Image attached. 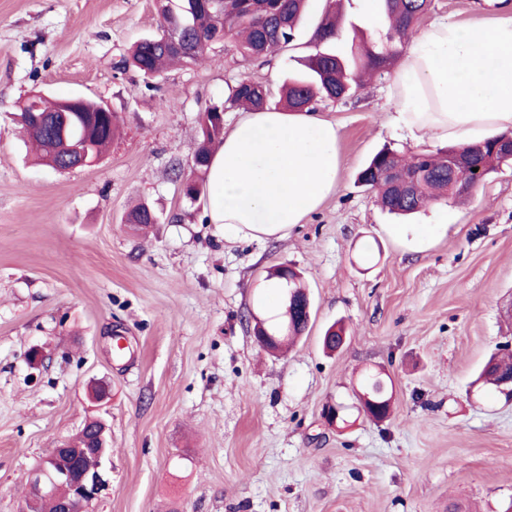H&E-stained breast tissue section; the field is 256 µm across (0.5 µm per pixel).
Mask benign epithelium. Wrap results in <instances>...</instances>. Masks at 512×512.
<instances>
[{
    "label": "benign epithelium",
    "mask_w": 512,
    "mask_h": 512,
    "mask_svg": "<svg viewBox=\"0 0 512 512\" xmlns=\"http://www.w3.org/2000/svg\"><path fill=\"white\" fill-rule=\"evenodd\" d=\"M56 134L66 150L63 156L65 170L88 166L97 157L90 156L93 145L74 138V131L64 124ZM100 430L93 435L90 445L70 448L61 445L51 451L32 470L26 479V495L22 512H40L43 501L55 499L58 512H86L87 507L99 498L107 487L104 479V462L110 452L107 428L97 420ZM64 487L67 493L57 498L58 489Z\"/></svg>",
    "instance_id": "benign-epithelium-1"
}]
</instances>
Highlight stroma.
Segmentation results:
<instances>
[{
    "mask_svg": "<svg viewBox=\"0 0 512 512\" xmlns=\"http://www.w3.org/2000/svg\"><path fill=\"white\" fill-rule=\"evenodd\" d=\"M328 5L309 0L291 46L257 61L212 44L154 79L125 67L156 35L155 0H0V512H21L28 472L93 418L111 438L107 488L88 512H505L512 399L478 385L512 343V168L466 203L406 220L356 182L382 146L440 151L396 129L390 77L322 102L340 128L336 190L288 238H224L191 199L199 117L247 77L278 91L316 51ZM512 0H433L438 20L490 25ZM110 106L120 131L94 164H38L16 114L32 94ZM180 173H173V164ZM147 204L140 231L128 211ZM434 225L397 237L398 222ZM291 264L312 305L283 355L255 339L274 311L268 272ZM345 328L327 352L322 336ZM44 358L35 363L34 351ZM393 393L359 415L364 372ZM111 386L91 403L95 382ZM345 423L329 425L326 405Z\"/></svg>",
    "mask_w": 512,
    "mask_h": 512,
    "instance_id": "35a3bbf8",
    "label": "stroma"
}]
</instances>
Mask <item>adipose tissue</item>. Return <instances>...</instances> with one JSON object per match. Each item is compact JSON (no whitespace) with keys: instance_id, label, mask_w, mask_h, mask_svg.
Here are the masks:
<instances>
[{"instance_id":"obj_1","label":"adipose tissue","mask_w":512,"mask_h":512,"mask_svg":"<svg viewBox=\"0 0 512 512\" xmlns=\"http://www.w3.org/2000/svg\"><path fill=\"white\" fill-rule=\"evenodd\" d=\"M395 126L416 142H477L512 128V15L488 28L445 21L392 70ZM340 132L315 112H246L207 171L209 221L225 236L281 240L336 189Z\"/></svg>"}]
</instances>
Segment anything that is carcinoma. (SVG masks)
<instances>
[{
    "instance_id": "obj_1",
    "label": "carcinoma",
    "mask_w": 512,
    "mask_h": 512,
    "mask_svg": "<svg viewBox=\"0 0 512 512\" xmlns=\"http://www.w3.org/2000/svg\"><path fill=\"white\" fill-rule=\"evenodd\" d=\"M159 26L170 25L187 38L211 44L224 40L229 50L244 60H259L291 44L296 36L297 24L308 0H224V5L205 0H156ZM351 0H330L318 24L314 40L322 46L308 57V72L288 77L282 87L278 105L294 112H310L319 101L347 100L364 86V79L388 71L397 61L402 45L416 31L417 25L428 13L432 0H374L385 26L368 32L349 22L353 37L343 42L340 32L344 27V4ZM207 52L203 48L193 55L169 50L160 42V36L139 42L131 54V65L146 79L158 77L172 62L195 63ZM269 92L265 85L247 78L237 80L228 87L222 105H214L200 117V142L193 156V168L206 172L212 147L223 140L224 131L213 119L229 108L253 111L269 107ZM40 151V159L49 163L54 145L48 133L35 123L20 119ZM118 129V117L102 122L101 135L94 142L100 156L111 144ZM497 137L479 143L461 144L436 155L412 153L401 156L388 146L374 154L359 171L358 184L375 191L381 207L390 214L408 216L442 198H464L467 193L453 189L448 181V163L455 161L464 166L468 179H486L505 165L494 150ZM478 171H473V168ZM390 168L401 170L415 183L407 196L381 189L386 183L385 172ZM305 313L283 311L269 317V332L282 338L286 326L299 327ZM378 375L367 372L360 383V391L369 392L378 400H385Z\"/></svg>"
}]
</instances>
